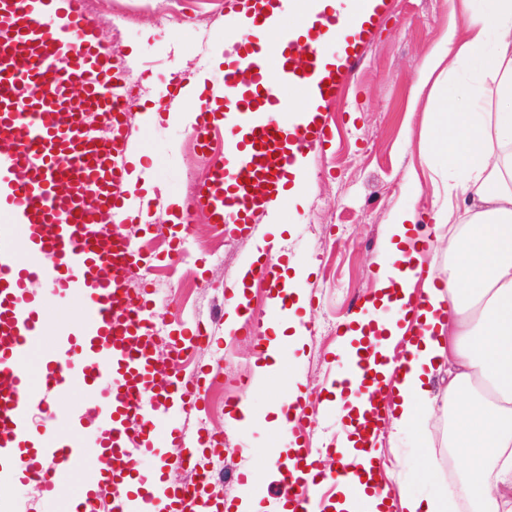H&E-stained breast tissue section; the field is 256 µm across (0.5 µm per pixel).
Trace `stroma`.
Here are the masks:
<instances>
[{
	"label": "stroma",
	"mask_w": 512,
	"mask_h": 512,
	"mask_svg": "<svg viewBox=\"0 0 512 512\" xmlns=\"http://www.w3.org/2000/svg\"><path fill=\"white\" fill-rule=\"evenodd\" d=\"M97 13L107 22L131 17L113 42L115 59L146 73L129 87L132 102L126 120L143 155L133 193L184 198L192 183L205 176L209 157L194 147L187 125L170 121L157 129L143 124L142 105L163 98L174 73L222 78L224 67L216 63L213 51L224 38V0H97ZM462 22L448 0H392L364 61L329 107L334 140L306 161L310 194L305 211L298 214L286 205L266 224L268 238L288 254V273L303 269L310 275L308 303L296 307L294 316L309 335L300 345L292 330L278 337V370L258 374L263 357L254 345L226 336L223 323L213 318L225 285L236 279L253 250L251 237L224 240L204 220L188 237V258L167 263L155 255L177 231L168 221L169 208L152 207L146 221L122 227L147 256L160 335L200 320L220 337L218 343L195 349L179 367L186 374L212 369L214 383L204 407L183 415L178 424L191 432L226 434L233 471L264 468V483L256 490L261 512H277L279 478L271 458L275 449L291 445L277 424L287 377L297 379L311 396L305 442H335L341 408L325 407L318 394L343 365L335 355L341 323L373 290L375 259L387 235L385 221L393 210L409 205L432 212L443 197L444 182L434 178L420 146L444 106L447 88L422 89L417 78L440 34ZM230 396L249 400L246 426H238L225 407ZM435 412L419 436L384 427L380 445L386 465L380 476L394 493L404 486L422 498L447 494L451 512H461L448 475L463 474L464 462L448 457V415L440 401Z\"/></svg>",
	"instance_id": "35a3bbf8"
}]
</instances>
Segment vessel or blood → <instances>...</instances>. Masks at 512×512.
Segmentation results:
<instances>
[{"label":"vessel or blood","mask_w":512,"mask_h":512,"mask_svg":"<svg viewBox=\"0 0 512 512\" xmlns=\"http://www.w3.org/2000/svg\"><path fill=\"white\" fill-rule=\"evenodd\" d=\"M256 29H269L275 50L265 54L259 39L231 37L224 48L229 63L222 83L195 84L185 77L172 82L170 98L197 100L191 123L200 148H207L214 127L224 130L222 155L211 161V174L186 197L184 211L201 209L224 235L257 236L258 216H272V204L287 193L293 170L309 152L333 137L326 109L363 61L372 31L388 0H353L360 23L348 22L337 9L324 7L304 32L287 24H269L275 0H244ZM100 19L85 0H0V457L13 466L14 484H40L54 496L61 477L78 479L75 512H98L101 490L120 493L112 512H147L159 497L164 512H233L227 503L205 498L213 458L223 456V435L190 433L174 426L175 417L205 398L204 374H174L158 379L152 352L156 328L147 300L131 297L125 286L132 267L145 266L144 255L120 231L142 198L126 186L140 154L124 120L128 88L126 63L116 62L101 41ZM340 36L343 52L320 65L327 37ZM309 56L297 69L298 54ZM63 75L53 97L30 99L29 85L55 70ZM84 89L83 109H67L70 82ZM304 88L310 109L289 123V90ZM99 116L87 126L84 112ZM261 193H253L254 185ZM96 187L101 207L86 212L80 196ZM45 282L55 296L80 295L82 315L75 331L63 334L51 354H43L44 309L32 297L33 281ZM200 329L171 331L168 344L180 354L208 341ZM374 369L360 358L345 369L344 393L359 398ZM77 390L82 410L95 414L97 437L87 447L77 430V412L60 408L56 394ZM63 426L55 438L36 439L38 417ZM176 441L195 461L196 488L168 484L163 471L144 479L136 463L148 453L157 432ZM312 448L296 449L279 459L280 486L291 512H325L323 476L310 469ZM59 460L52 471L47 460ZM151 490H144V483Z\"/></svg>","instance_id":"b4317fda"}]
</instances>
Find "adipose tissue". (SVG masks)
<instances>
[{"label": "adipose tissue", "mask_w": 512, "mask_h": 512, "mask_svg": "<svg viewBox=\"0 0 512 512\" xmlns=\"http://www.w3.org/2000/svg\"><path fill=\"white\" fill-rule=\"evenodd\" d=\"M463 26H449L419 73L427 84L440 68L464 67L433 128L428 165L448 175L435 223L448 225V276L435 284L423 268L392 265L416 256L421 241L414 207L393 212L377 258L371 299L394 315L379 320L377 350L388 359L381 393L392 401L399 431L416 430L432 411L431 382L447 373L450 437L470 464L467 490L484 512L512 504V0H450ZM493 79L496 111H487L485 79ZM469 219L451 224L456 200ZM337 493L351 512H448V498L424 501L408 490L397 498L378 492L359 498L352 477Z\"/></svg>", "instance_id": "1"}]
</instances>
